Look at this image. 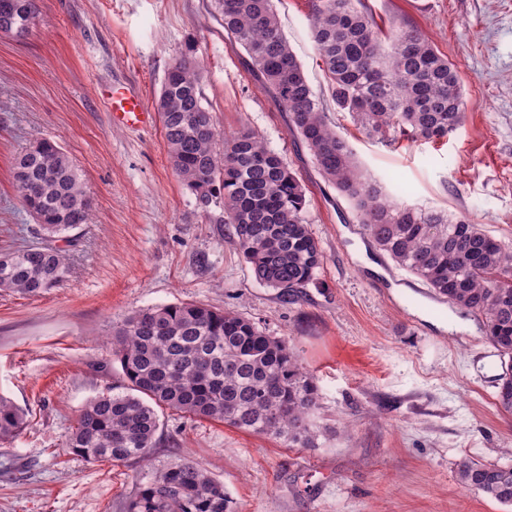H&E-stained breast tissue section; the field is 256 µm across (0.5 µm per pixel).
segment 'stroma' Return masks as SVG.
Masks as SVG:
<instances>
[{
	"label": "stroma",
	"instance_id": "1",
	"mask_svg": "<svg viewBox=\"0 0 512 512\" xmlns=\"http://www.w3.org/2000/svg\"><path fill=\"white\" fill-rule=\"evenodd\" d=\"M328 119L390 198L464 213L512 245V0H362L387 32L420 27L455 66L465 121L447 137L385 144L337 111L310 35L308 0H274ZM36 26L0 32V250L37 242L13 163L47 138L91 203L59 288L0 290V394L27 414L0 442V512H125L142 483L191 461L223 482L233 512H512L464 488L470 456L512 466V414L496 406L501 359L481 318L451 307L371 242L224 30L214 0H38ZM204 68L220 132L248 128L306 195L324 255L318 285L289 305L257 282L224 225L206 223L167 157L161 124L113 125L100 88L130 83L156 107L182 53ZM196 302L285 339L315 377V445L163 409L149 460L90 462L66 448L81 408L120 364L112 328L148 307Z\"/></svg>",
	"mask_w": 512,
	"mask_h": 512
}]
</instances>
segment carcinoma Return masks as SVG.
Here are the masks:
<instances>
[{"label": "carcinoma", "mask_w": 512, "mask_h": 512, "mask_svg": "<svg viewBox=\"0 0 512 512\" xmlns=\"http://www.w3.org/2000/svg\"><path fill=\"white\" fill-rule=\"evenodd\" d=\"M224 31L248 56L262 86L288 112L322 176L355 205L364 234L397 266L449 304L482 317L486 339L505 357L496 392L512 414V247L466 216L393 201L358 167L290 49L273 0H218ZM309 21L330 96L369 138H441L464 122L454 65L417 27L384 43L373 16L354 0H310ZM37 0H0V32L25 35ZM203 67L188 51L167 69L158 98L168 158L207 220L229 226L255 279L287 304L316 283L323 253L305 217L302 184L256 132L220 136L204 104ZM13 180L43 241L0 253V290L40 296L63 282L69 232L86 224L90 201L71 158L40 139L20 154ZM120 384L80 410L65 447L89 460L146 459L157 445L158 410L221 422L314 447L318 389L287 342L234 312L195 303L140 309L112 331ZM26 415L0 396V440L17 436ZM458 480L512 506V467L464 457ZM126 512H232L224 484L193 462L157 473Z\"/></svg>", "instance_id": "cac0c4a2"}]
</instances>
